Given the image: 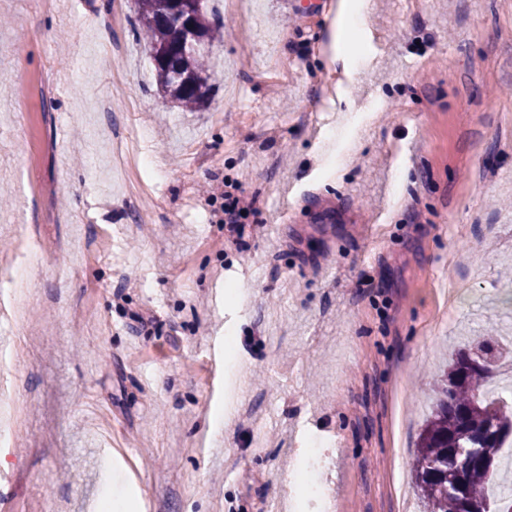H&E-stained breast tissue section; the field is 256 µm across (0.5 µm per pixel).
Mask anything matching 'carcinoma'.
Segmentation results:
<instances>
[{
    "label": "carcinoma",
    "instance_id": "carcinoma-1",
    "mask_svg": "<svg viewBox=\"0 0 512 512\" xmlns=\"http://www.w3.org/2000/svg\"><path fill=\"white\" fill-rule=\"evenodd\" d=\"M208 0H138L131 32L150 46L162 92L197 111L213 97L209 47L224 39V18ZM187 24L175 23V14ZM512 365V345L483 336L459 349L436 380L438 396L420 433L412 475L425 512H508L512 494L500 456L512 440V398L495 396L489 380ZM460 485L463 495L448 492Z\"/></svg>",
    "mask_w": 512,
    "mask_h": 512
}]
</instances>
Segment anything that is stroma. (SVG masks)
I'll return each mask as SVG.
<instances>
[{"label": "stroma", "instance_id": "obj_1", "mask_svg": "<svg viewBox=\"0 0 512 512\" xmlns=\"http://www.w3.org/2000/svg\"><path fill=\"white\" fill-rule=\"evenodd\" d=\"M338 2L217 5L214 100L189 112L135 0H0V262L41 257L21 322L0 315V512H98L109 474L137 512H262L305 421L336 440L340 512H421L433 373L512 325V0H373L346 69ZM123 129L152 181L116 162ZM229 185L252 202L237 230Z\"/></svg>", "mask_w": 512, "mask_h": 512}]
</instances>
